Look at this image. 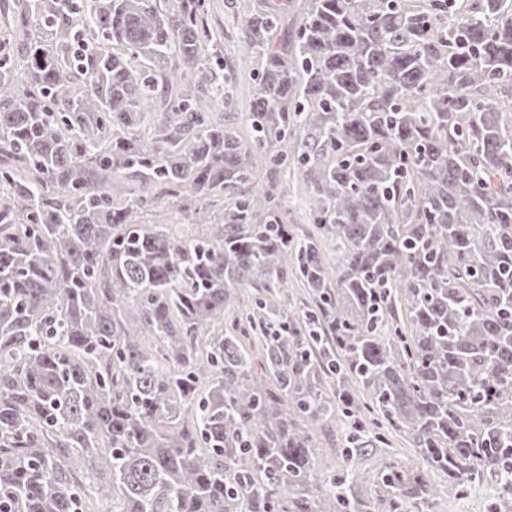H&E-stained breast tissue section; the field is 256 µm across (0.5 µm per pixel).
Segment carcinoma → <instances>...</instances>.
<instances>
[{
  "mask_svg": "<svg viewBox=\"0 0 512 512\" xmlns=\"http://www.w3.org/2000/svg\"><path fill=\"white\" fill-rule=\"evenodd\" d=\"M301 2L276 48L293 0L247 13L246 141L206 0H0V512H83L85 472L116 512H432L434 475L512 482V0ZM292 156L297 240L258 179ZM177 205L219 209L136 223ZM338 417L350 456L404 433L424 468L359 494L317 460Z\"/></svg>",
  "mask_w": 512,
  "mask_h": 512,
  "instance_id": "obj_1",
  "label": "carcinoma"
}]
</instances>
